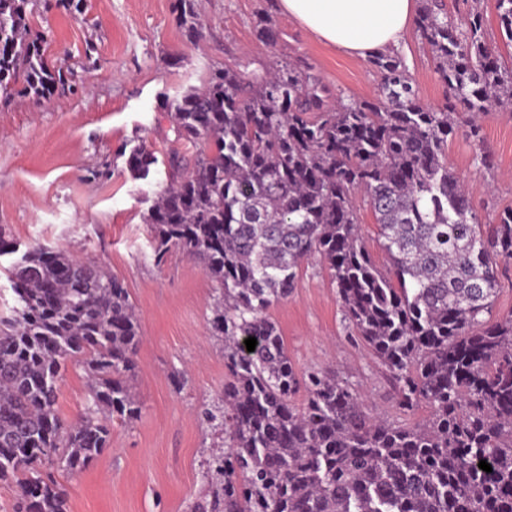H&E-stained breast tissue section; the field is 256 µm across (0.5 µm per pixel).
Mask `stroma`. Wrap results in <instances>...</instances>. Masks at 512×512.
Instances as JSON below:
<instances>
[{
    "mask_svg": "<svg viewBox=\"0 0 512 512\" xmlns=\"http://www.w3.org/2000/svg\"><path fill=\"white\" fill-rule=\"evenodd\" d=\"M174 0H80L64 9L29 0L32 32L44 37L50 65L63 87L37 101L0 102V234L18 250L33 243L63 248L122 279L140 319L136 392L140 417L113 423L112 446L86 469L56 472L69 512H191L204 486L216 437L200 412L224 389V345L208 334L215 285L201 263L181 251L153 257V231L145 217L168 177V160H194L196 145L178 138L161 101L203 87L227 66L266 71L282 63L312 64L328 103L375 96L380 75L366 59L317 41L279 7V0H196V37L180 28ZM277 32L267 45L256 24ZM420 100L441 106L446 87L416 30L396 50ZM461 115L448 140V164L470 188L481 223H494L512 207V110L481 116V142ZM143 147L156 159L148 178H134L125 149ZM494 157V170L474 162L478 148ZM299 369L327 371L359 391L367 411L389 421L421 423L420 406L396 409L393 386L379 360L344 329L339 298L324 262L304 263L288 300L269 310ZM86 378L69 368L59 385L63 420L83 412Z\"/></svg>",
    "mask_w": 512,
    "mask_h": 512,
    "instance_id": "obj_1",
    "label": "stroma"
}]
</instances>
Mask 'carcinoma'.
Returning <instances> with one entry per match:
<instances>
[{"label": "carcinoma", "instance_id": "carcinoma-1", "mask_svg": "<svg viewBox=\"0 0 512 512\" xmlns=\"http://www.w3.org/2000/svg\"><path fill=\"white\" fill-rule=\"evenodd\" d=\"M178 2L192 38L195 0ZM27 4L0 0L6 100L65 84L27 26ZM494 7L512 42V0ZM483 25L479 8L459 24L442 0H422L416 30L453 99L441 107L420 101L389 54L369 59L381 84L362 102L326 107L312 66L298 61L263 73L226 66L162 103L178 138L207 149L189 171L171 159L145 222L156 255L178 248L216 284L209 326L224 338L227 371L221 402L202 411L223 451L192 512H512V314L491 316L498 263L512 261V207L481 223L447 158L459 112L512 107V66ZM154 163L142 148L126 161L141 179ZM359 194L384 271L361 235ZM315 255L347 334L385 366L398 408L425 402L428 420L376 418L348 382L296 369L268 311ZM8 272L16 306L0 319V480L20 487L17 512H68L62 485L41 468L85 469L108 448L113 422L138 419L141 325L120 279L63 249L31 245ZM72 365L88 397L67 423L57 397Z\"/></svg>", "mask_w": 512, "mask_h": 512}]
</instances>
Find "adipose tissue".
<instances>
[{"label": "adipose tissue", "instance_id": "adipose-tissue-1", "mask_svg": "<svg viewBox=\"0 0 512 512\" xmlns=\"http://www.w3.org/2000/svg\"><path fill=\"white\" fill-rule=\"evenodd\" d=\"M282 11L319 41L360 58L398 45L416 0H280Z\"/></svg>", "mask_w": 512, "mask_h": 512}]
</instances>
